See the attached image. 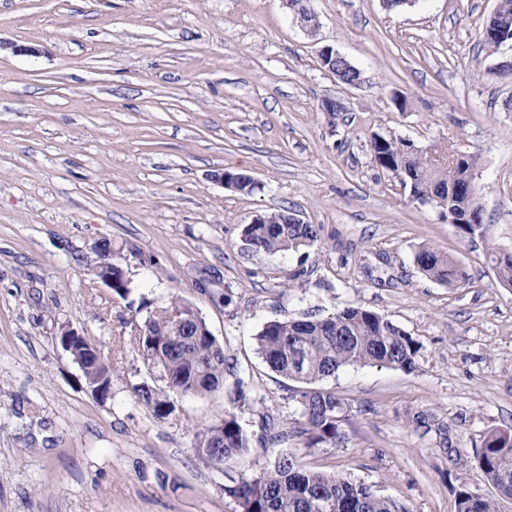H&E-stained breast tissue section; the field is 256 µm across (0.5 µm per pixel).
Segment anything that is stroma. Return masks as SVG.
<instances>
[{
  "label": "stroma",
  "instance_id": "1",
  "mask_svg": "<svg viewBox=\"0 0 512 512\" xmlns=\"http://www.w3.org/2000/svg\"><path fill=\"white\" fill-rule=\"evenodd\" d=\"M496 5L311 0V35L282 0H0V512H237L197 446L240 387L257 466L287 453L410 512H454L462 486L491 493L451 459L512 426V288L490 259L512 252V76L498 70L512 42L480 41ZM326 45L361 70L360 86L320 67ZM327 98L344 107L332 119ZM376 132L478 154L485 239L461 238L376 167ZM219 169L258 190L222 187ZM284 207L323 225L322 240L250 250L243 224ZM100 238L131 300L91 287ZM426 243L456 254L470 287L423 276L413 254ZM173 298L199 312L227 365L219 391L175 397L159 419L136 394L159 380L131 323ZM348 306L410 333L419 364L325 381L344 402L345 439L312 448L292 433V381L255 337L269 320ZM64 326L108 358L107 400L62 349ZM268 420L288 441L270 440Z\"/></svg>",
  "mask_w": 512,
  "mask_h": 512
}]
</instances>
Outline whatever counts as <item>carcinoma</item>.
<instances>
[{"label":"carcinoma","mask_w":512,"mask_h":512,"mask_svg":"<svg viewBox=\"0 0 512 512\" xmlns=\"http://www.w3.org/2000/svg\"><path fill=\"white\" fill-rule=\"evenodd\" d=\"M493 29L512 32V0H499L486 21ZM375 162L396 172L400 184L415 198L437 204L454 213L472 208L464 192L457 191L476 175L478 159L466 155L465 165L448 162L431 165L428 153L410 149L407 140L375 134L369 145ZM292 209L282 208L261 216L262 223L246 224L242 237L255 252L285 253L310 247L322 239L320 224H294ZM457 225L462 238L482 237L486 225ZM93 268L112 279V294L125 299L133 290L124 269L112 263V245L91 247ZM417 269L427 278L450 288H466L471 277L455 254L433 245H421L413 256ZM498 281L512 288V252H494ZM198 311L177 299L158 306L141 324H134L133 345L148 370L159 375L163 387L142 385L139 400L163 419L169 416L172 396H203L224 384V347L214 337ZM258 351L269 369L296 382L290 399L299 412L298 433L309 446L342 439L340 423L344 403L322 383L348 366H386L413 372L422 345L390 320L361 307H346L331 317L272 319L256 335ZM67 351L81 368L92 392L100 399L111 393V366L101 349L79 336H62ZM235 410L209 425L201 435L198 454L216 469L237 468L224 487L239 512H410L396 499L379 494L372 486L340 473L327 474L300 467L291 455H282L260 470L252 459L251 438L238 412L251 407L249 394L238 389ZM474 461L494 494L467 486L455 491V512H506L512 505V428L493 429L482 439Z\"/></svg>","instance_id":"obj_1"}]
</instances>
